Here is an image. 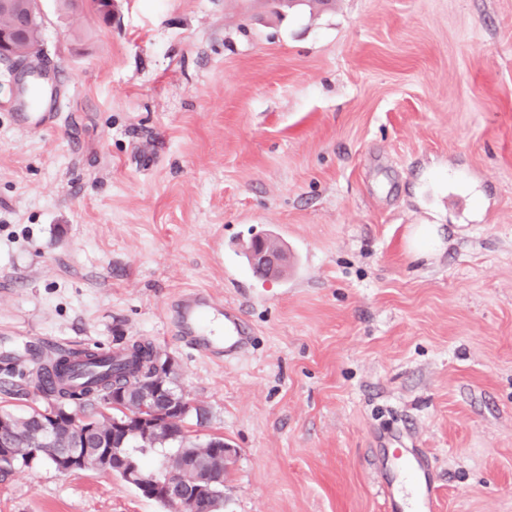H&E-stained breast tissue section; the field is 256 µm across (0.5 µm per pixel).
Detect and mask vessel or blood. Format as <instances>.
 <instances>
[{
  "label": "vessel or blood",
  "instance_id": "b4317fda",
  "mask_svg": "<svg viewBox=\"0 0 512 512\" xmlns=\"http://www.w3.org/2000/svg\"><path fill=\"white\" fill-rule=\"evenodd\" d=\"M173 320L184 342L195 351L217 360L237 358L252 343L251 329L242 313L224 306L209 294L190 290L173 304ZM397 460L405 483H384L380 492L393 512L408 505V512H438V489L425 469V453L417 448H395L382 453V464Z\"/></svg>",
  "mask_w": 512,
  "mask_h": 512
}]
</instances>
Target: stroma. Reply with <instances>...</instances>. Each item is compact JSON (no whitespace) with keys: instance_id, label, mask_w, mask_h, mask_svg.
<instances>
[{"instance_id":"stroma-1","label":"stroma","mask_w":512,"mask_h":512,"mask_svg":"<svg viewBox=\"0 0 512 512\" xmlns=\"http://www.w3.org/2000/svg\"><path fill=\"white\" fill-rule=\"evenodd\" d=\"M117 9L41 0L53 122L0 68V407L40 403L56 345L146 340L208 413L192 438L237 450L224 512H386L384 434L426 451L439 512H512V0ZM186 288L241 308L249 353L178 337ZM0 512L169 510L39 462ZM248 255L251 265L266 275L276 273L287 259L283 248L268 244L264 238L251 244Z\"/></svg>"}]
</instances>
